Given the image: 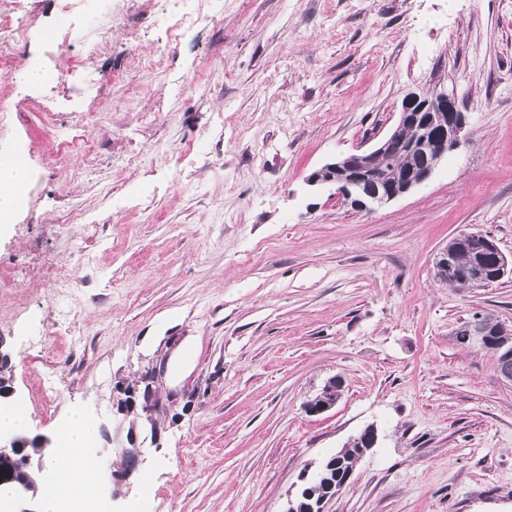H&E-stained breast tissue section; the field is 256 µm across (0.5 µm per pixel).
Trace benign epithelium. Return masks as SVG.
<instances>
[{"instance_id":"benign-epithelium-1","label":"benign epithelium","mask_w":512,"mask_h":512,"mask_svg":"<svg viewBox=\"0 0 512 512\" xmlns=\"http://www.w3.org/2000/svg\"><path fill=\"white\" fill-rule=\"evenodd\" d=\"M464 113L460 111L455 98L445 91L435 90L427 97L417 94L407 96L401 104L396 129H412L415 135L408 142V148L427 152L433 151L430 164L421 172L403 174L383 171L377 162L389 154L395 144V133L382 138L369 152L350 154L338 161L323 165L312 172L307 182L316 189L333 188L336 194L349 201L361 211L371 212L375 207L388 203L421 186L449 152L460 148L465 139L462 136ZM477 261L464 272L465 279L474 286L486 284L484 260L492 255L497 265L508 269L509 261L494 240L481 232H469ZM491 336H499L497 350L508 361L512 360V330L501 324L488 322L479 314L470 319V346L480 349ZM338 402L336 388L327 381L321 390L306 404L312 415L323 414ZM39 448L38 455L50 452L52 442L43 435L21 438L14 433H0V480L11 477L21 467L31 466L32 455L26 453L29 446ZM43 484H35L20 491L12 501L10 512H37L34 503L26 501V494L36 497Z\"/></svg>"}]
</instances>
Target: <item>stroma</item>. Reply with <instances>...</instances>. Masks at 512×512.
<instances>
[{"label": "stroma", "instance_id": "1", "mask_svg": "<svg viewBox=\"0 0 512 512\" xmlns=\"http://www.w3.org/2000/svg\"><path fill=\"white\" fill-rule=\"evenodd\" d=\"M17 2L0 156L29 179L0 344L27 434L94 422L108 512H284L373 424L328 512H512V382L454 339L477 313L512 326V277L434 270L463 232L512 260V0H112L105 25ZM25 57L58 79L29 89ZM437 88L467 143L423 186L370 213L308 186ZM334 376L336 406L306 413Z\"/></svg>", "mask_w": 512, "mask_h": 512}]
</instances>
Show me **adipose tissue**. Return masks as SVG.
Here are the masks:
<instances>
[{"label":"adipose tissue","instance_id":"obj_1","mask_svg":"<svg viewBox=\"0 0 512 512\" xmlns=\"http://www.w3.org/2000/svg\"><path fill=\"white\" fill-rule=\"evenodd\" d=\"M63 447L56 451L51 463L55 479L61 488L83 483L85 477L92 475L95 469L93 459L86 456L84 450L97 438L96 426L85 416L72 415L65 430Z\"/></svg>","mask_w":512,"mask_h":512}]
</instances>
